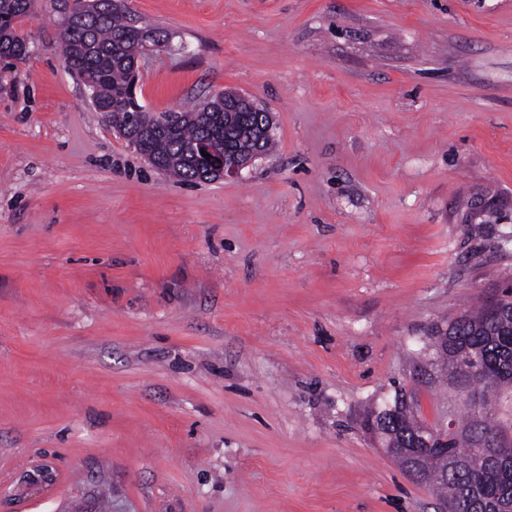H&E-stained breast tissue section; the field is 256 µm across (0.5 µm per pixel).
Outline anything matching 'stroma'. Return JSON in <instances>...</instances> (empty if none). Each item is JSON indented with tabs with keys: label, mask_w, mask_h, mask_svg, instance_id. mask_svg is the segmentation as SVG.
<instances>
[{
	"label": "stroma",
	"mask_w": 512,
	"mask_h": 512,
	"mask_svg": "<svg viewBox=\"0 0 512 512\" xmlns=\"http://www.w3.org/2000/svg\"><path fill=\"white\" fill-rule=\"evenodd\" d=\"M60 4L0 64V512H439L364 419L512 280V0H125L145 110L273 116L210 182L96 112ZM236 105L249 106L248 111L260 112L258 124L255 125L247 135L254 144V147L248 153L235 152L232 157H228L227 151H215L207 145H201V150L211 155L210 159L204 157L208 167L209 176H215L216 179H229L238 177L241 172L250 167L257 159L263 156L260 148L264 138L271 135L274 128V122L271 112L261 110L250 104L249 97L236 93L234 98ZM275 143L274 135L268 137L262 144L264 152H269ZM55 480V471L52 466L46 463H41L25 471L20 478V482L32 492H40L47 489L55 483Z\"/></svg>",
	"instance_id": "35a3bbf8"
}]
</instances>
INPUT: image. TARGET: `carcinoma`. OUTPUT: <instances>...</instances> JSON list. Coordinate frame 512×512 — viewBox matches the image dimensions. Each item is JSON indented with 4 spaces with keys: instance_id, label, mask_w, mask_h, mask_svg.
Segmentation results:
<instances>
[{
    "instance_id": "1",
    "label": "carcinoma",
    "mask_w": 512,
    "mask_h": 512,
    "mask_svg": "<svg viewBox=\"0 0 512 512\" xmlns=\"http://www.w3.org/2000/svg\"><path fill=\"white\" fill-rule=\"evenodd\" d=\"M37 0H0V60L22 61L30 53L22 20L34 12ZM64 12L75 14L61 25L66 68L93 96L96 111L118 130L138 122L153 125L152 134L137 150L163 172L183 181L201 179V168L189 155L194 143L224 146L232 138L236 150L248 148V138L235 128L247 117L233 116L224 126V93L216 94L202 108L152 114L131 96L130 74L134 50L143 42V27L120 8L118 0H65ZM451 335L432 346L431 367L448 380V396L460 402L455 416L458 429L448 434V458L437 453L425 457L422 480L437 475L433 491L444 512H512V455L496 462L481 448L483 430L498 428L512 435V301L500 313L480 303L448 318ZM468 390L465 402L460 386ZM400 391L367 416L380 421V439L398 440L406 448L415 445L423 430L440 433V425L419 420L414 410L399 402Z\"/></svg>"
}]
</instances>
